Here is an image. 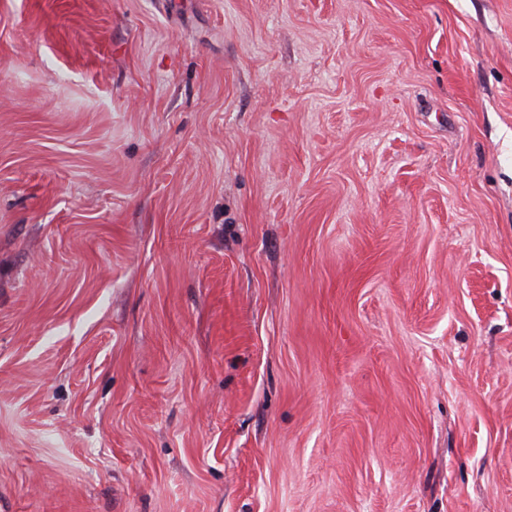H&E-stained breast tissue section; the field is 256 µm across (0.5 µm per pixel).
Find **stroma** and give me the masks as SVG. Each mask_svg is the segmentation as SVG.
<instances>
[{"label":"stroma","mask_w":512,"mask_h":512,"mask_svg":"<svg viewBox=\"0 0 512 512\" xmlns=\"http://www.w3.org/2000/svg\"><path fill=\"white\" fill-rule=\"evenodd\" d=\"M0 512H512V0H0Z\"/></svg>","instance_id":"35a3bbf8"}]
</instances>
